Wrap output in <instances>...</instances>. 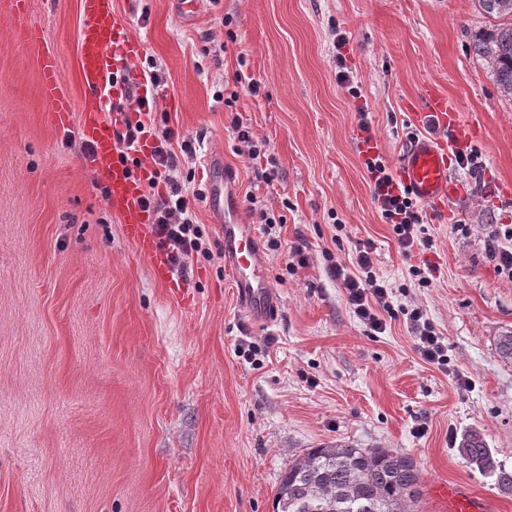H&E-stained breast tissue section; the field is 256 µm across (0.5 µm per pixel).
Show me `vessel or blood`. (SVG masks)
<instances>
[{
    "instance_id": "b4317fda",
    "label": "vessel or blood",
    "mask_w": 512,
    "mask_h": 512,
    "mask_svg": "<svg viewBox=\"0 0 512 512\" xmlns=\"http://www.w3.org/2000/svg\"><path fill=\"white\" fill-rule=\"evenodd\" d=\"M27 0H9L22 46L33 49L41 78V92L52 104L51 121L68 127L78 117L79 132L92 148L91 162L100 177L105 200L125 225V235L139 253L151 260L156 277L170 283V271L153 229L154 214L143 203L151 179L150 142L142 115L155 99L154 89L134 71L142 46L127 33L114 0H80L83 24L79 31V78L84 96L73 104L62 77L56 52L45 47L33 31L25 10ZM455 107L435 91L425 94V107L416 121L423 127L454 128ZM457 144L436 137L416 138L403 155L397 180L432 209H443L456 195L450 157ZM206 203L213 224L224 241V266L231 273L242 308L257 321L271 322L278 298L264 275L266 260L251 225L242 223L232 181L209 184ZM448 512H490L491 504L470 487L438 488Z\"/></svg>"
}]
</instances>
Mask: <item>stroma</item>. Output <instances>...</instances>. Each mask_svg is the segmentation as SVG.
I'll return each mask as SVG.
<instances>
[{"label": "stroma", "mask_w": 512, "mask_h": 512, "mask_svg": "<svg viewBox=\"0 0 512 512\" xmlns=\"http://www.w3.org/2000/svg\"><path fill=\"white\" fill-rule=\"evenodd\" d=\"M29 2L81 99L80 0ZM115 6L144 45L136 72L163 74L149 137L172 133L202 249L175 275L179 291L155 279L77 126L50 121L36 57L0 9V512H272L289 464L337 441L412 457L421 512H441L439 482L512 512V494L458 450L480 432L512 471V365L496 352L512 280L485 248L494 225H512V98L473 53L487 25L475 0H198L190 25L173 0ZM340 59L360 97L339 86ZM430 86L460 114L442 139L479 128L477 165L452 167L463 193L428 211L432 247L406 258L374 201L359 123L397 169ZM236 115L274 158L273 181L267 158L242 152ZM210 152L278 219L280 247L265 253L275 322L237 302L206 206ZM364 243L393 291L376 336L329 273ZM296 247L305 263L290 260ZM425 265L422 288L411 269ZM415 308L445 338L447 367L417 353Z\"/></svg>", "instance_id": "obj_1"}]
</instances>
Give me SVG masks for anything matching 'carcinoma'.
<instances>
[{
    "mask_svg": "<svg viewBox=\"0 0 512 512\" xmlns=\"http://www.w3.org/2000/svg\"><path fill=\"white\" fill-rule=\"evenodd\" d=\"M477 2L490 25L474 36V53L500 92L512 97V0ZM496 350L512 363V331L497 338ZM459 451L467 463L497 475L501 492L512 493V472L498 467L480 433L465 434ZM421 499V474L411 457L336 442L312 448L288 466L273 512H417Z\"/></svg>",
    "mask_w": 512,
    "mask_h": 512,
    "instance_id": "cac0c4a2",
    "label": "carcinoma"
}]
</instances>
